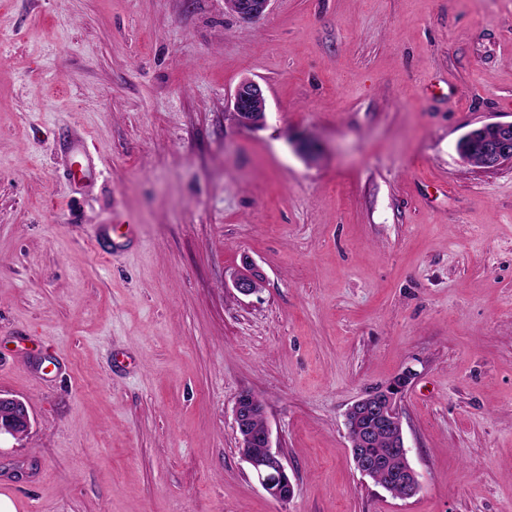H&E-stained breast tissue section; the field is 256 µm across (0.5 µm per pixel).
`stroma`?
<instances>
[{
  "label": "stroma",
  "instance_id": "35a3bbf8",
  "mask_svg": "<svg viewBox=\"0 0 512 512\" xmlns=\"http://www.w3.org/2000/svg\"><path fill=\"white\" fill-rule=\"evenodd\" d=\"M245 79L267 98L254 131L225 107ZM511 121L512 0H272L255 22L225 0H0V393L31 419L0 439V494L512 512V167L456 151ZM67 129L88 137L83 184ZM408 368L421 489L402 500L356 470L344 414ZM246 390L288 504L239 453Z\"/></svg>",
  "mask_w": 512,
  "mask_h": 512
}]
</instances>
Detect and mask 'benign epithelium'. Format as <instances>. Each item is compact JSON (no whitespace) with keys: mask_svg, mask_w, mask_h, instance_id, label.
Listing matches in <instances>:
<instances>
[{"mask_svg":"<svg viewBox=\"0 0 512 512\" xmlns=\"http://www.w3.org/2000/svg\"><path fill=\"white\" fill-rule=\"evenodd\" d=\"M270 3L271 0H236L235 14L242 21H255L267 13ZM228 106L242 128L259 129L266 123L265 91L254 80L241 81L231 94ZM456 149L467 163L475 157L479 158L481 168L487 171L498 170L506 165L512 166V122H495L475 127L457 142ZM232 283L239 294L250 296L259 290V274L251 271L238 273L233 276ZM414 376L411 369L403 371L386 385L358 399L346 412V415L363 418L367 423L363 429V443H353L350 447L356 469L365 476L377 470L376 461L366 453L365 448L371 445L379 432L395 434L397 440L391 448V454L395 456L396 467L389 479L405 486L407 499L417 493L421 481L408 457L399 401ZM258 414L263 416L265 411L253 408L248 393L242 392L233 407L239 452L262 489L273 500L286 504L291 494L283 492V486L289 482L284 455L280 448L273 446L269 426H264L258 433L252 431L251 422ZM30 425V415L25 403L0 393V437L10 436L17 439L20 431H28ZM256 446L262 448V451L254 452L253 448Z\"/></svg>","mask_w":512,"mask_h":512,"instance_id":"1","label":"benign epithelium"}]
</instances>
